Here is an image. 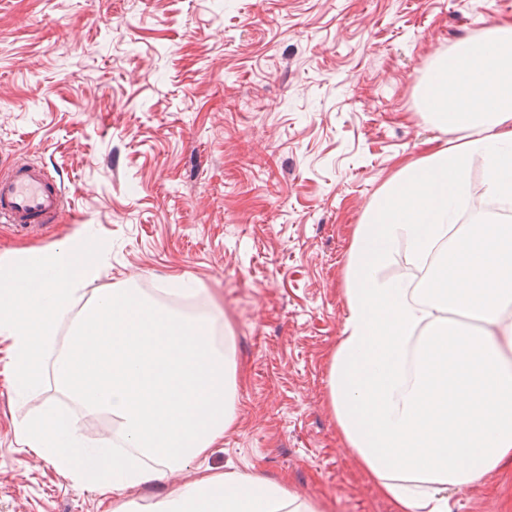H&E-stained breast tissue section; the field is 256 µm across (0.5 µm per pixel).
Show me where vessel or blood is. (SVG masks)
I'll return each instance as SVG.
<instances>
[{"label":"vessel or blood","mask_w":512,"mask_h":512,"mask_svg":"<svg viewBox=\"0 0 512 512\" xmlns=\"http://www.w3.org/2000/svg\"><path fill=\"white\" fill-rule=\"evenodd\" d=\"M64 210L63 190L46 167L15 162L0 168V220L17 232L56 223Z\"/></svg>","instance_id":"1"}]
</instances>
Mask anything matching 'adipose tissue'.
I'll return each instance as SVG.
<instances>
[{
    "mask_svg": "<svg viewBox=\"0 0 512 512\" xmlns=\"http://www.w3.org/2000/svg\"><path fill=\"white\" fill-rule=\"evenodd\" d=\"M422 98L435 125L459 137L401 168L356 226L326 396L341 442L395 512H453L457 493L512 468V327L501 325L512 302V225L458 224L473 159L488 193L512 203V21L490 20L481 39L456 42ZM401 241L417 272L384 278ZM103 260L102 247L78 234L0 264L11 389L30 396L53 378L119 430L88 443L78 418L50 405L20 423L22 444L116 498L112 512H138L125 493L178 468L188 478L150 512H322L284 478L191 471L237 423L233 338L216 343L207 317L160 307L134 288L77 306Z\"/></svg>",
    "mask_w": 512,
    "mask_h": 512,
    "instance_id": "1",
    "label": "adipose tissue"
}]
</instances>
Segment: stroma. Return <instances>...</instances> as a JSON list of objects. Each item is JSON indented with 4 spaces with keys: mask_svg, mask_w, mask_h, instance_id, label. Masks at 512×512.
<instances>
[{
    "mask_svg": "<svg viewBox=\"0 0 512 512\" xmlns=\"http://www.w3.org/2000/svg\"><path fill=\"white\" fill-rule=\"evenodd\" d=\"M502 17L512 0H0V167L43 165L66 199L59 223H0V260L84 230L110 251L99 288L195 279L239 364L238 423L207 466L393 512L326 405L347 251L384 181L450 138L419 103L432 62ZM50 403L75 405L0 375V512H101L15 433ZM454 512H512V473Z\"/></svg>",
    "mask_w": 512,
    "mask_h": 512,
    "instance_id": "obj_1",
    "label": "stroma"
}]
</instances>
